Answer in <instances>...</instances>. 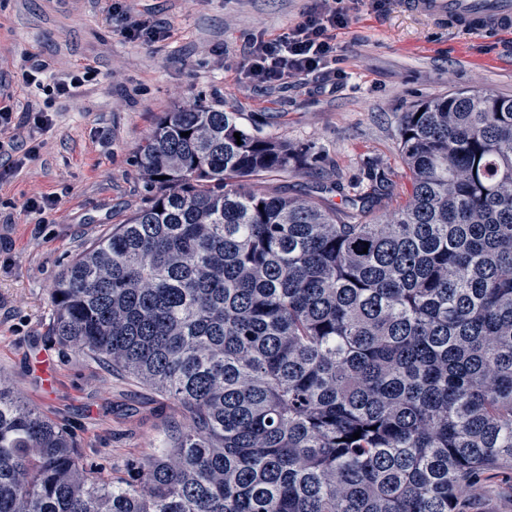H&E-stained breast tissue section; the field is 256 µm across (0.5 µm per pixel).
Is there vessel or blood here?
Returning <instances> with one entry per match:
<instances>
[{
  "label": "vessel or blood",
  "instance_id": "b4317fda",
  "mask_svg": "<svg viewBox=\"0 0 512 512\" xmlns=\"http://www.w3.org/2000/svg\"><path fill=\"white\" fill-rule=\"evenodd\" d=\"M408 11L476 33L512 36V0H404Z\"/></svg>",
  "mask_w": 512,
  "mask_h": 512
}]
</instances>
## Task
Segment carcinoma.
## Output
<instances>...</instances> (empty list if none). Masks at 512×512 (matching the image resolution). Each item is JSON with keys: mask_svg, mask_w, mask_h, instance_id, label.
Returning <instances> with one entry per match:
<instances>
[{"mask_svg": "<svg viewBox=\"0 0 512 512\" xmlns=\"http://www.w3.org/2000/svg\"><path fill=\"white\" fill-rule=\"evenodd\" d=\"M398 142L409 200L375 218L382 175L343 207L264 192L298 150L164 113L159 194L66 268L54 336L184 422L115 476L0 377V512H460L512 467V97L428 98Z\"/></svg>", "mask_w": 512, "mask_h": 512, "instance_id": "carcinoma-1", "label": "carcinoma"}]
</instances>
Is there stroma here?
Segmentation results:
<instances>
[{
	"instance_id": "35a3bbf8",
	"label": "stroma",
	"mask_w": 512,
	"mask_h": 512,
	"mask_svg": "<svg viewBox=\"0 0 512 512\" xmlns=\"http://www.w3.org/2000/svg\"><path fill=\"white\" fill-rule=\"evenodd\" d=\"M118 12H111L112 4ZM311 0H0V105L43 110V131L0 137L33 141L35 156L0 174V375L31 407L74 437L85 458L113 474L161 447L181 420L174 401L60 346L53 290L66 265L93 241L146 207L137 164L165 112L194 104L239 113L263 135L298 149L292 171L258 186L340 203L333 190L369 191L380 171L392 190L386 214L408 199L397 130L418 102L457 90L512 96V36L434 25L403 0H350V24L336 32L335 84L311 76L275 89L241 79L244 45L301 23ZM163 22L159 41L125 38L128 20ZM48 60L62 80L88 72L76 96L23 83L28 57ZM52 198L44 213L34 199ZM470 512H512V473L492 475Z\"/></svg>"
}]
</instances>
